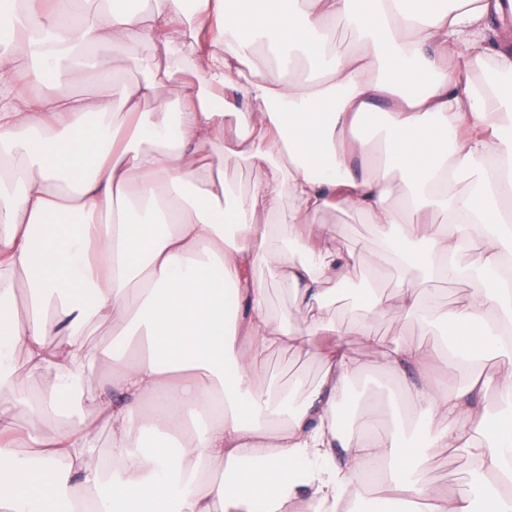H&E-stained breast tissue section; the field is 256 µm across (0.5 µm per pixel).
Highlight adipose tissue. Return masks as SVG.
Masks as SVG:
<instances>
[{
    "mask_svg": "<svg viewBox=\"0 0 512 512\" xmlns=\"http://www.w3.org/2000/svg\"><path fill=\"white\" fill-rule=\"evenodd\" d=\"M75 4L0 0V391L28 409L22 424L0 409V512H330L347 491L356 512L366 474L393 490L389 512H512V373L497 379L487 425L476 371L512 352L502 0ZM145 44L152 57L138 54ZM104 45L128 47L141 80L122 79ZM475 62L483 76L462 77ZM73 67L104 93H74ZM34 83L44 93L10 92ZM229 92L258 122L225 131ZM369 125L378 146L358 135ZM228 153L266 171L246 195L224 183ZM439 208L446 224L432 222ZM338 209L380 228L399 312L440 328L466 373L455 390L426 374L420 345L374 334L377 289L351 330L335 318L334 285L378 261L318 229ZM463 252L491 277L447 310L421 279L465 278ZM269 276L295 290L287 319L271 313ZM106 321L116 334L99 350L90 336ZM286 347L319 358L317 382L259 386L256 365ZM377 361L387 379L416 374L402 391L406 433L339 410ZM146 436L177 437L179 455L134 452ZM458 452L470 492L424 481L433 459Z\"/></svg>",
    "mask_w": 512,
    "mask_h": 512,
    "instance_id": "adipose-tissue-1",
    "label": "adipose tissue"
}]
</instances>
